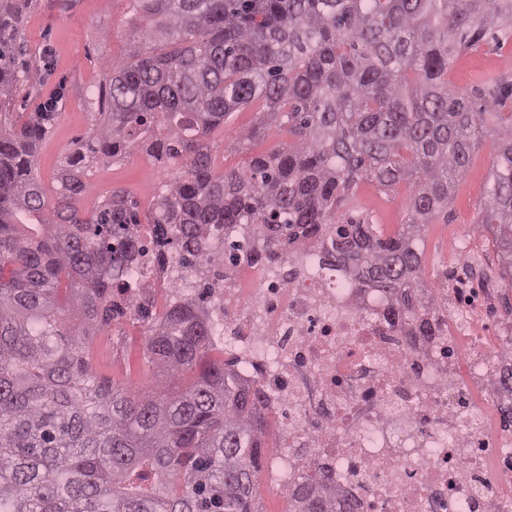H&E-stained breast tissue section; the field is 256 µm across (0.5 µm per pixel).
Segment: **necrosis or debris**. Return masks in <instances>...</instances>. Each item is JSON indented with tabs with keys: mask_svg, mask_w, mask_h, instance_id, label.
<instances>
[{
	"mask_svg": "<svg viewBox=\"0 0 512 512\" xmlns=\"http://www.w3.org/2000/svg\"><path fill=\"white\" fill-rule=\"evenodd\" d=\"M136 236L143 251L124 271L133 287L118 300L151 315L162 294L204 306L211 342L262 384L261 415L283 422L267 471L280 488L318 469L354 512H512V432L474 397L512 407L500 384L512 336L475 343L464 380L451 337L392 329L383 293L355 294L316 243L262 266L244 291L223 259V225L207 231L217 260L206 280L158 263L153 225Z\"/></svg>",
	"mask_w": 512,
	"mask_h": 512,
	"instance_id": "1",
	"label": "necrosis or debris"
}]
</instances>
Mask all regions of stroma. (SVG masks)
Listing matches in <instances>:
<instances>
[{
	"mask_svg": "<svg viewBox=\"0 0 512 512\" xmlns=\"http://www.w3.org/2000/svg\"><path fill=\"white\" fill-rule=\"evenodd\" d=\"M143 26L130 0H29L19 29L28 48L27 66L40 74L41 86L18 94L6 119L17 121L20 114L34 109L39 98L64 90L60 118L35 153L34 171L47 198H55L62 165L79 144L91 139L100 121L108 63L127 59L131 40ZM492 74L512 80V24L495 29L472 49L456 53L448 67V87L477 103L484 98L486 79ZM262 109V102H253L211 132L215 171L245 168L251 155L273 151L287 140V127L274 125L254 142L237 144V131L251 127ZM496 124V119H489L465 177L456 183L447 208L425 226L420 242L421 277L437 291L440 317L448 315L451 292H458L459 303L474 307L482 304L486 294L495 298L493 318L455 334L456 351L462 358L475 339L494 341L499 317L512 308V287L502 279L498 253L480 224L496 157ZM176 172L175 165L156 161L142 148L114 161L95 163L88 171V189L79 207L94 210L118 191L137 202L139 213H147L155 195ZM408 192L404 184L385 192L364 180L340 213L379 225L389 236L407 219ZM146 330L144 322L127 317L93 331L88 338L89 357L101 381L142 392L155 389L160 375L144 354Z\"/></svg>",
	"mask_w": 512,
	"mask_h": 512,
	"instance_id": "obj_1",
	"label": "stroma"
}]
</instances>
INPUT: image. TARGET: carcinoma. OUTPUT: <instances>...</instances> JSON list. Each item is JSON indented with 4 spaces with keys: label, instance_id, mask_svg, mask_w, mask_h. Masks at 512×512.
Listing matches in <instances>:
<instances>
[{
    "label": "carcinoma",
    "instance_id": "1",
    "mask_svg": "<svg viewBox=\"0 0 512 512\" xmlns=\"http://www.w3.org/2000/svg\"><path fill=\"white\" fill-rule=\"evenodd\" d=\"M149 21L129 62L110 65L105 119L86 152L58 174L48 203L33 170L36 144L59 117L64 92L49 94L21 124L0 122V512H254L265 455L257 383L234 362L204 359L202 307L174 304L146 348L164 379L140 394L98 382L88 331L125 314L112 292L137 255L136 204L115 192L79 215L86 158H114L141 142L177 166L147 223L156 242L209 273V224L224 225L231 260L258 265L309 239L357 291L379 288L408 335L443 332L419 306L425 224L448 207L467 172L485 117L512 94L488 79L475 109L448 88L450 56L488 28L512 23V0H132ZM28 0H0V110L20 81L26 52L19 24ZM259 99L260 122L245 144L287 119L291 139L217 174L208 137ZM483 224L512 286V115L501 118ZM409 187L408 218L383 237L371 224L335 219L357 180ZM254 224L251 242L234 238ZM79 302L76 320L56 306L61 289ZM199 381L175 394L188 369ZM290 512H353L336 488L307 474L285 490Z\"/></svg>",
    "mask_w": 512,
    "mask_h": 512
}]
</instances>
